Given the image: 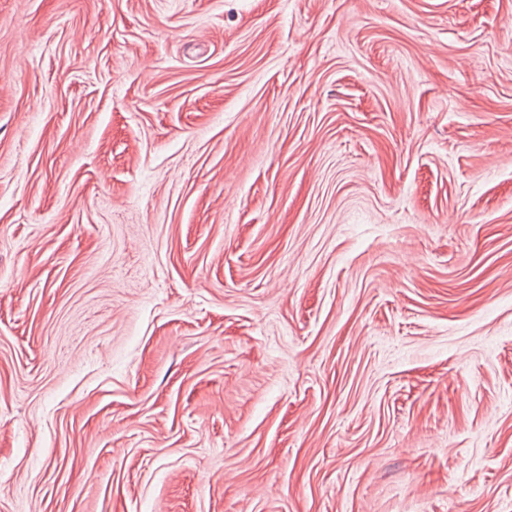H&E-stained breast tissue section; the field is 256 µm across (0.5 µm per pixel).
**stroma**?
Returning a JSON list of instances; mask_svg holds the SVG:
<instances>
[{
    "mask_svg": "<svg viewBox=\"0 0 512 512\" xmlns=\"http://www.w3.org/2000/svg\"><path fill=\"white\" fill-rule=\"evenodd\" d=\"M0 512H512V0H0Z\"/></svg>",
    "mask_w": 512,
    "mask_h": 512,
    "instance_id": "1",
    "label": "stroma"
}]
</instances>
